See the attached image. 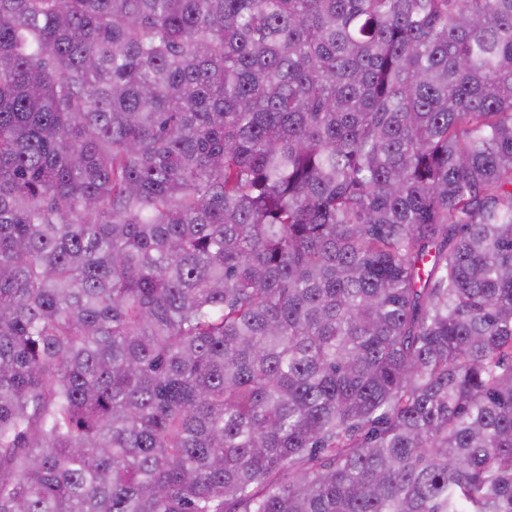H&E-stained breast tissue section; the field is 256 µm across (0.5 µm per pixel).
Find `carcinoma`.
Returning <instances> with one entry per match:
<instances>
[{
	"instance_id": "cac0c4a2",
	"label": "carcinoma",
	"mask_w": 512,
	"mask_h": 512,
	"mask_svg": "<svg viewBox=\"0 0 512 512\" xmlns=\"http://www.w3.org/2000/svg\"><path fill=\"white\" fill-rule=\"evenodd\" d=\"M0 512H512V0H0Z\"/></svg>"
}]
</instances>
